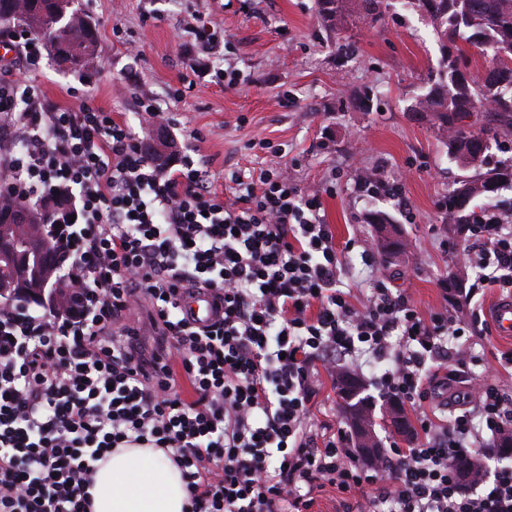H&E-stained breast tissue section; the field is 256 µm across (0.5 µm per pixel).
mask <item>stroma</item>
<instances>
[{"instance_id":"obj_1","label":"stroma","mask_w":512,"mask_h":512,"mask_svg":"<svg viewBox=\"0 0 512 512\" xmlns=\"http://www.w3.org/2000/svg\"><path fill=\"white\" fill-rule=\"evenodd\" d=\"M97 28L93 68L75 73L44 58L39 73L23 63L21 47L0 50V71L18 83L37 80L48 98L74 108L91 98L115 117L136 123V100L155 96L175 119L170 149L181 140L196 146L218 192H228L232 173L257 171L277 158L256 148L269 140L282 148L296 182L319 194L323 220L344 246L345 284L370 294L377 285L403 293L423 314L448 310L461 320L487 309L498 290L465 302L440 281L471 284L472 269L459 266L462 232L444 218L442 200L466 171L429 125L409 106L437 67L440 51L432 26L401 4L383 20L358 23L356 48L341 57L336 36L319 22L316 0H82ZM199 14L224 34V59L244 81L224 89L198 84L184 89L181 24ZM120 35H113V28ZM142 48L129 54L127 42ZM183 89L182 99L171 93ZM364 107H356V100ZM376 171L380 190L361 188ZM400 224L404 259L371 271L362 246L373 243L370 213Z\"/></svg>"}]
</instances>
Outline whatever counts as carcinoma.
Returning a JSON list of instances; mask_svg holds the SVG:
<instances>
[{
    "label": "carcinoma",
    "instance_id": "1",
    "mask_svg": "<svg viewBox=\"0 0 512 512\" xmlns=\"http://www.w3.org/2000/svg\"><path fill=\"white\" fill-rule=\"evenodd\" d=\"M405 5L430 20L443 49L442 68L428 73L427 86L410 111L430 123L448 147L449 156L465 168L477 169L490 148V135L512 137V0H405ZM388 6L389 0H317V13L322 24L336 33L338 49L348 53L353 48L345 37L350 24L356 19L376 21ZM2 26L24 29L43 44L52 59L75 72L86 71L94 63L96 29L75 0H0ZM472 48L483 58L480 68L472 66ZM476 112L496 117L494 133L472 129L467 119ZM506 178L512 180V157L457 180L443 202L446 219L461 228L476 223L471 203L477 198L493 203ZM60 206L59 199L34 208L16 197L0 201V226H9L7 238L0 240V252L22 253L36 246V238L46 247L36 268L7 255L0 258V296L34 304L40 288L53 287L60 262L58 227L44 221L60 214ZM336 385L348 425L363 424L365 447H378L375 399L345 370L337 373ZM383 427L405 438L413 431L411 421L394 401L386 402ZM454 467L466 483L479 474L477 462L466 455L457 457Z\"/></svg>",
    "mask_w": 512,
    "mask_h": 512
}]
</instances>
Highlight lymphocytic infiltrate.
I'll return each mask as SVG.
<instances>
[{"mask_svg": "<svg viewBox=\"0 0 512 512\" xmlns=\"http://www.w3.org/2000/svg\"><path fill=\"white\" fill-rule=\"evenodd\" d=\"M185 30L207 51H186L187 76L239 84L216 27ZM0 132L25 144L1 162L9 189L65 191L76 215L60 303L0 302V512H91L94 462L139 444L179 469L185 512H312L328 487L341 512H512V466L488 450L512 431V399L487 380L460 413L436 406L471 375L481 319L426 316L386 288L358 298L320 196L287 165L233 174L220 197L196 149L158 164L127 121L60 107L33 80L0 78ZM479 214L462 248L473 286L510 296L512 225ZM201 289L221 315L197 327L181 299ZM143 308L150 348L131 319ZM361 354L388 363L379 392L419 430L375 465L311 417L323 378ZM461 455L484 465L467 485Z\"/></svg>", "mask_w": 512, "mask_h": 512, "instance_id": "lymphocytic-infiltrate-1", "label": "lymphocytic infiltrate"}]
</instances>
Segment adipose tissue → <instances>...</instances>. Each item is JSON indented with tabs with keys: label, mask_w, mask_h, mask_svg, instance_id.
<instances>
[{
	"label": "adipose tissue",
	"mask_w": 512,
	"mask_h": 512,
	"mask_svg": "<svg viewBox=\"0 0 512 512\" xmlns=\"http://www.w3.org/2000/svg\"><path fill=\"white\" fill-rule=\"evenodd\" d=\"M92 512H183L186 485L163 451L119 448L99 460L89 489Z\"/></svg>",
	"instance_id": "obj_1"
}]
</instances>
